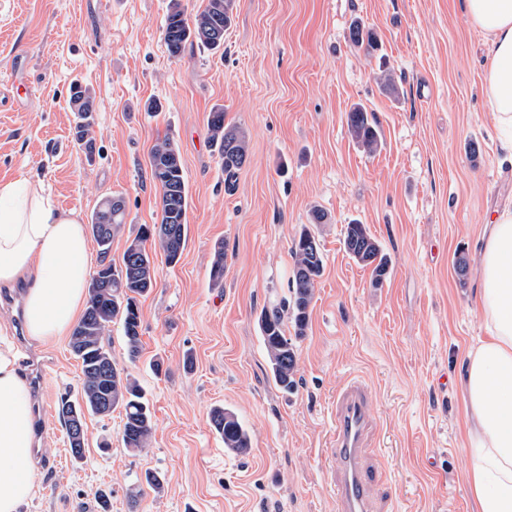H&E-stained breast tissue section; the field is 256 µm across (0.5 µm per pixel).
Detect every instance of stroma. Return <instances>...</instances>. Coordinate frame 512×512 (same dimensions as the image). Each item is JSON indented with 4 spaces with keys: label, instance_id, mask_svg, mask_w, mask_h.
Listing matches in <instances>:
<instances>
[{
    "label": "stroma",
    "instance_id": "35a3bbf8",
    "mask_svg": "<svg viewBox=\"0 0 512 512\" xmlns=\"http://www.w3.org/2000/svg\"><path fill=\"white\" fill-rule=\"evenodd\" d=\"M169 5L0 0V181L41 184L84 220L122 195L116 261L139 225L159 221L149 163L159 140L177 144L188 193L181 259L171 266L156 253L157 285L139 301V356L128 358L120 325L110 332L113 357L154 413L146 452L124 448L121 414L90 415L85 458L56 465L67 445L57 402L77 391L80 365L68 339L27 336L24 287L0 292L23 373L44 376L31 393L39 491L21 512H100L103 493L110 512H336L332 401L354 380L370 391L375 512H475L459 384L467 347L485 334L475 309L485 220L512 205V152L483 90L484 33L462 0H235L223 52L189 45L174 59L163 39ZM357 20L377 49L350 41ZM384 72L393 89L381 86ZM76 82L95 97L90 153L73 136ZM152 99L159 112L147 111ZM358 103L381 133L371 154L348 129ZM218 105L249 143L231 191L207 123ZM353 222L389 260L382 285L344 249ZM305 227L323 272L286 392L259 318L290 300L292 245ZM217 406L248 429L249 455L225 449L210 425ZM147 470L162 475V492L139 484Z\"/></svg>",
    "mask_w": 512,
    "mask_h": 512
}]
</instances>
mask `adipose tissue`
Masks as SVG:
<instances>
[{"mask_svg": "<svg viewBox=\"0 0 512 512\" xmlns=\"http://www.w3.org/2000/svg\"><path fill=\"white\" fill-rule=\"evenodd\" d=\"M486 36L484 91L512 144V0H463ZM476 309L487 335L465 354L460 383L470 452L469 494L478 512H512V208L484 226ZM95 257L77 213L30 182H0V288L21 283L29 336L69 334L87 302ZM0 323V512H20L39 485L32 464L30 389Z\"/></svg>", "mask_w": 512, "mask_h": 512, "instance_id": "adipose-tissue-1", "label": "adipose tissue"}]
</instances>
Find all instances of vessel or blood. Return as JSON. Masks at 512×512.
Returning <instances> with one entry per match:
<instances>
[{
  "instance_id": "1",
  "label": "vessel or blood",
  "mask_w": 512,
  "mask_h": 512,
  "mask_svg": "<svg viewBox=\"0 0 512 512\" xmlns=\"http://www.w3.org/2000/svg\"><path fill=\"white\" fill-rule=\"evenodd\" d=\"M369 393L359 382L348 383L336 396L330 447L339 464L338 512H370L371 477L361 463L369 427Z\"/></svg>"
}]
</instances>
